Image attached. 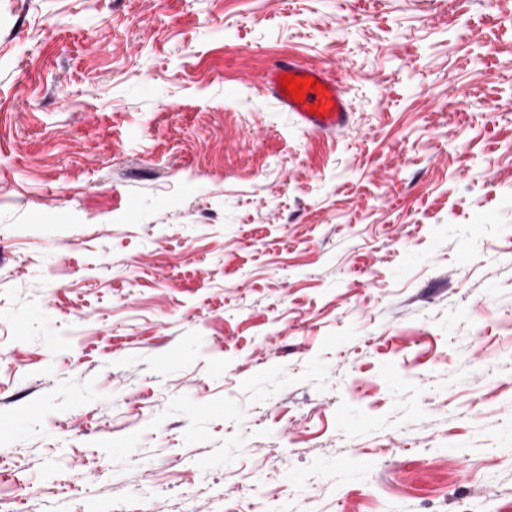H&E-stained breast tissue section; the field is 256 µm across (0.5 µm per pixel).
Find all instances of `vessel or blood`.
Listing matches in <instances>:
<instances>
[{
  "label": "vessel or blood",
  "mask_w": 512,
  "mask_h": 512,
  "mask_svg": "<svg viewBox=\"0 0 512 512\" xmlns=\"http://www.w3.org/2000/svg\"><path fill=\"white\" fill-rule=\"evenodd\" d=\"M286 76L314 79L318 85L306 89L299 101L282 91L280 83ZM262 88L306 130L336 135L349 125L347 92L331 70L291 60L271 68L263 78Z\"/></svg>",
  "instance_id": "obj_1"
}]
</instances>
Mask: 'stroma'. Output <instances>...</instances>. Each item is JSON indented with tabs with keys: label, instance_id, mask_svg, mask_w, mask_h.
Segmentation results:
<instances>
[{
	"label": "stroma",
	"instance_id": "1",
	"mask_svg": "<svg viewBox=\"0 0 512 512\" xmlns=\"http://www.w3.org/2000/svg\"><path fill=\"white\" fill-rule=\"evenodd\" d=\"M133 498L512 512V0H0V501ZM282 76L308 78L309 81L316 79L320 88L303 87L304 102L291 99L281 90ZM261 88L277 101L282 111L290 112L306 130L336 135L349 125L347 91L331 70L290 60L271 68L265 74ZM313 105L317 110L310 113Z\"/></svg>",
	"mask_w": 512,
	"mask_h": 512
}]
</instances>
